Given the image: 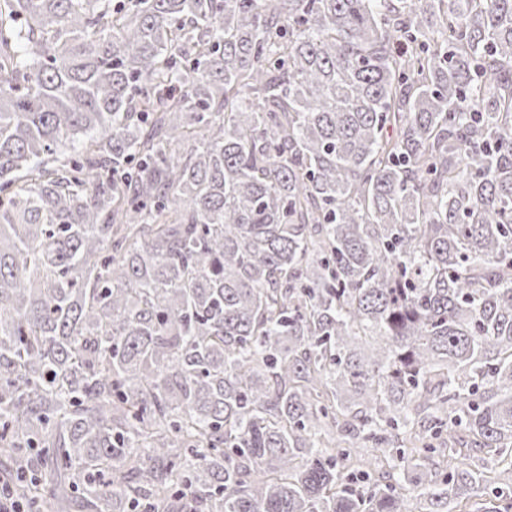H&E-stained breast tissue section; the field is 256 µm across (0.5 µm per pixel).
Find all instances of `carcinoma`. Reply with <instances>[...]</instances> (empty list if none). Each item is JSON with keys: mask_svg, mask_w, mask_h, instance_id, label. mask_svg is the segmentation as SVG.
<instances>
[{"mask_svg": "<svg viewBox=\"0 0 512 512\" xmlns=\"http://www.w3.org/2000/svg\"><path fill=\"white\" fill-rule=\"evenodd\" d=\"M0 464L41 509L505 512L512 0H0Z\"/></svg>", "mask_w": 512, "mask_h": 512, "instance_id": "carcinoma-1", "label": "carcinoma"}]
</instances>
